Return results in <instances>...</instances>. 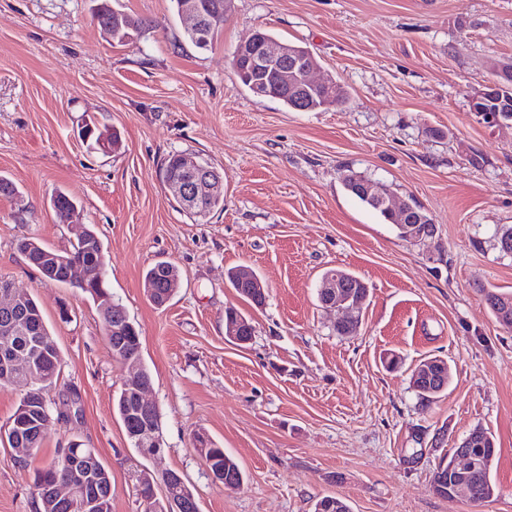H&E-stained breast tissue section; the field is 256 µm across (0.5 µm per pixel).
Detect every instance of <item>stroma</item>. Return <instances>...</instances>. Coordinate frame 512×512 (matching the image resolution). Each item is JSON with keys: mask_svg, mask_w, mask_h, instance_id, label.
<instances>
[{"mask_svg": "<svg viewBox=\"0 0 512 512\" xmlns=\"http://www.w3.org/2000/svg\"><path fill=\"white\" fill-rule=\"evenodd\" d=\"M112 5L142 23L126 42L93 23V0H0V176L19 191L0 195V278L38 303L60 350L58 387L82 405L26 462L0 442V512H36V471L73 439L111 473L112 512H139L135 453L113 409L125 370L99 311L16 247L76 243L50 204L59 189L75 222L97 230L112 297L141 330L165 448L150 468L181 473L200 512H313L326 495L351 512H512V329L483 295L512 293L495 237L512 225V121L485 123L469 106L494 65L512 63V0H230L205 50L185 40L174 0ZM258 28L311 50L342 104L297 112L245 87L230 60ZM88 119L120 149L89 146ZM176 152L220 171L223 211L197 222L180 209L158 178ZM346 169L423 206L434 242L400 238L343 188ZM159 261L180 281L161 308L144 289ZM238 265L264 281V305L231 288ZM332 269L369 288L351 336L318 301ZM228 306L252 322L250 343L225 339ZM390 352L401 368L383 367ZM430 357L451 379L427 404L409 379ZM477 426L496 446L495 492L479 506L431 487ZM199 433L235 458L241 489L212 480Z\"/></svg>", "mask_w": 512, "mask_h": 512, "instance_id": "1", "label": "stroma"}]
</instances>
